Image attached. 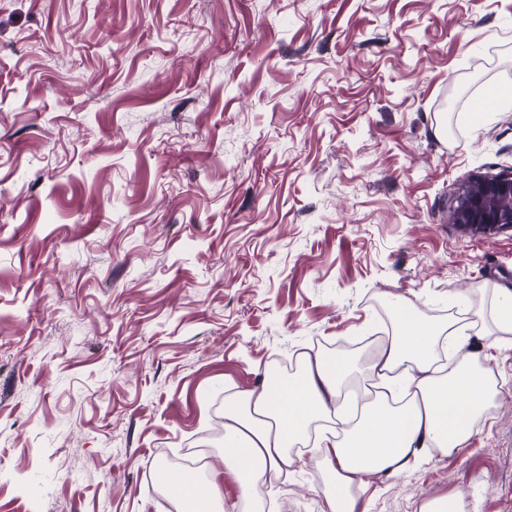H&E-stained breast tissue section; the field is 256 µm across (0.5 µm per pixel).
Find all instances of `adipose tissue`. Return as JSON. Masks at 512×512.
<instances>
[{
    "mask_svg": "<svg viewBox=\"0 0 512 512\" xmlns=\"http://www.w3.org/2000/svg\"><path fill=\"white\" fill-rule=\"evenodd\" d=\"M392 332L370 366L390 389L355 406L342 395L351 370L335 354L305 355L296 375L224 401L223 469L206 477L182 474L178 512H223L224 475L239 482L235 512H264L253 482L277 478L297 463L293 447L322 417L341 434L323 438L315 453L327 479L326 512H364L355 493L367 473H404L432 455L456 453L494 405L500 386L479 350L454 323L425 321L417 307L393 304Z\"/></svg>",
    "mask_w": 512,
    "mask_h": 512,
    "instance_id": "adipose-tissue-1",
    "label": "adipose tissue"
}]
</instances>
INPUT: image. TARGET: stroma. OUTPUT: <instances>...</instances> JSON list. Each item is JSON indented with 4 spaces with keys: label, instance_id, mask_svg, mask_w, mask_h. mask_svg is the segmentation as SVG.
Returning a JSON list of instances; mask_svg holds the SVG:
<instances>
[{
    "label": "stroma",
    "instance_id": "35a3bbf8",
    "mask_svg": "<svg viewBox=\"0 0 512 512\" xmlns=\"http://www.w3.org/2000/svg\"><path fill=\"white\" fill-rule=\"evenodd\" d=\"M512 0H0V512H176L174 458L222 468L224 399L351 344L386 299L471 343L512 231L453 224L512 170ZM459 452L369 475L366 512H512V334ZM298 464L266 512H321ZM422 512H465L464 495L456 493L436 498L428 502L421 510Z\"/></svg>",
    "mask_w": 512,
    "mask_h": 512
}]
</instances>
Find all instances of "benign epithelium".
<instances>
[{"mask_svg": "<svg viewBox=\"0 0 512 512\" xmlns=\"http://www.w3.org/2000/svg\"><path fill=\"white\" fill-rule=\"evenodd\" d=\"M512 172L494 177H477L454 195L452 222L474 235L512 229Z\"/></svg>", "mask_w": 512, "mask_h": 512, "instance_id": "1", "label": "benign epithelium"}]
</instances>
